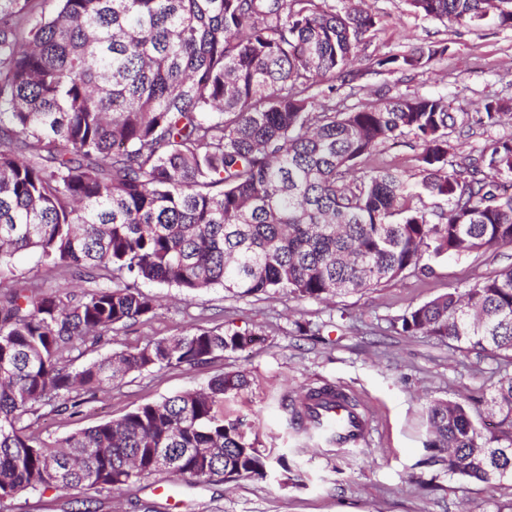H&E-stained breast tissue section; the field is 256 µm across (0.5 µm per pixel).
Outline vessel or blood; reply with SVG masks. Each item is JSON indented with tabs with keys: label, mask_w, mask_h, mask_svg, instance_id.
<instances>
[{
	"label": "vessel or blood",
	"mask_w": 512,
	"mask_h": 512,
	"mask_svg": "<svg viewBox=\"0 0 512 512\" xmlns=\"http://www.w3.org/2000/svg\"><path fill=\"white\" fill-rule=\"evenodd\" d=\"M293 418L306 427L321 423L336 428V445L340 448L366 445L374 431L367 412L356 407L349 395L338 387L303 395Z\"/></svg>",
	"instance_id": "vessel-or-blood-1"
}]
</instances>
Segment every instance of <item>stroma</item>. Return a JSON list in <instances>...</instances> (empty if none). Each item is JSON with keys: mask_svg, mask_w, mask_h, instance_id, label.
<instances>
[{"mask_svg": "<svg viewBox=\"0 0 512 512\" xmlns=\"http://www.w3.org/2000/svg\"><path fill=\"white\" fill-rule=\"evenodd\" d=\"M369 3L382 22L367 56L431 41L444 42L448 51L427 71L368 76L366 85H384L394 94L444 92L457 110H475L492 96L512 99V28L489 22L468 30L423 19L405 0ZM510 265L512 245L494 247L433 261L427 275L409 271L326 301L281 292L239 297L220 287L186 295L148 286L157 299L156 316L112 330L110 343L87 347L81 363L199 327L255 332L261 339L198 367L130 374L121 386L98 391L79 414L43 417L34 426L40 439L54 444L77 429L240 371L248 385L226 399L224 417L239 423L264 453L286 456L287 467L275 463L263 481L189 482L159 473L110 494L86 488L29 492L16 497L8 512H71L72 502L83 499L91 500L92 512H512V484L465 480L426 463L427 404L463 401L492 423L485 400L498 377L497 362L430 336L399 335L390 326L409 309ZM305 323L318 327L319 336L301 334ZM325 384L343 387L369 410L377 431L368 447H304L288 406Z\"/></svg>", "mask_w": 512, "mask_h": 512, "instance_id": "obj_1", "label": "stroma"}]
</instances>
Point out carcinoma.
<instances>
[{
  "label": "carcinoma",
  "instance_id": "cac0c4a2",
  "mask_svg": "<svg viewBox=\"0 0 512 512\" xmlns=\"http://www.w3.org/2000/svg\"><path fill=\"white\" fill-rule=\"evenodd\" d=\"M0 0V500L24 491L112 493L165 472L261 480L269 458L234 423L227 373L142 404L54 448L30 433L42 411L76 414L131 373L194 367L259 340L198 328L79 368L87 341L154 315L145 284L323 300L375 288L423 261L512 244V135L462 155L448 129H489L512 104L451 112L445 94L362 95L367 74L406 72L448 51L431 42L353 70L381 23L367 0ZM460 28L512 27V0H406ZM349 86L336 96V80ZM411 135L418 182L378 145ZM447 208L436 213L425 198ZM22 252L94 286L45 292L15 274ZM512 365V266L392 320ZM483 426L459 402L428 403L431 462L512 483V373Z\"/></svg>",
  "mask_w": 512,
  "mask_h": 512
}]
</instances>
